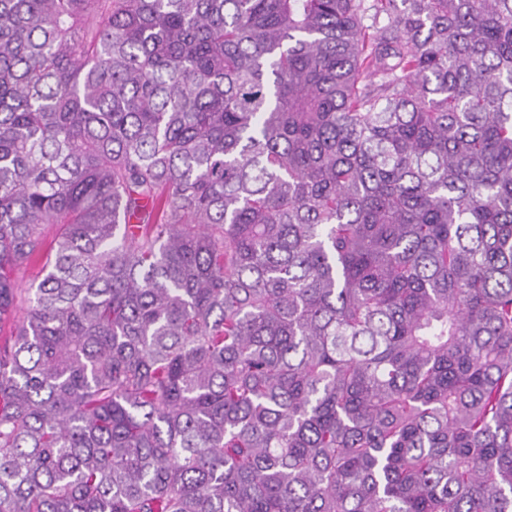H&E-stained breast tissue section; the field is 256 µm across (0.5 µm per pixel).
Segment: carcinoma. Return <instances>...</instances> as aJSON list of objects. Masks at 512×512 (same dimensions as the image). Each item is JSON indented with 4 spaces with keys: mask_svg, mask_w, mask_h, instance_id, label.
I'll use <instances>...</instances> for the list:
<instances>
[{
    "mask_svg": "<svg viewBox=\"0 0 512 512\" xmlns=\"http://www.w3.org/2000/svg\"><path fill=\"white\" fill-rule=\"evenodd\" d=\"M23 304L0 512H512V0H0Z\"/></svg>",
    "mask_w": 512,
    "mask_h": 512,
    "instance_id": "cac0c4a2",
    "label": "carcinoma"
}]
</instances>
